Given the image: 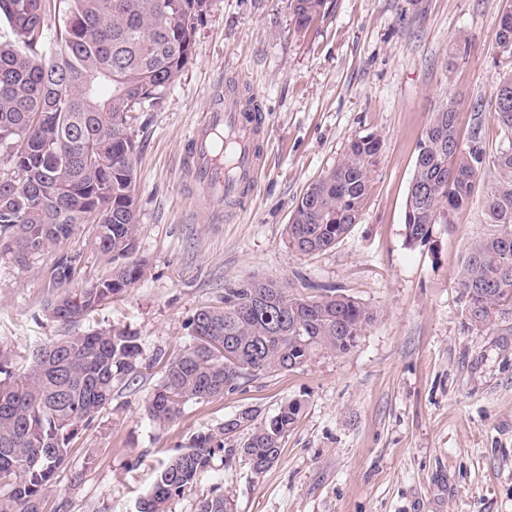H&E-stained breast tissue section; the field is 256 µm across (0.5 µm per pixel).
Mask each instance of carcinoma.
Returning a JSON list of instances; mask_svg holds the SVG:
<instances>
[{
  "label": "carcinoma",
  "mask_w": 512,
  "mask_h": 512,
  "mask_svg": "<svg viewBox=\"0 0 512 512\" xmlns=\"http://www.w3.org/2000/svg\"><path fill=\"white\" fill-rule=\"evenodd\" d=\"M211 3L0 0V256L25 266L33 256L54 254L46 307L57 321L80 320L145 273V263L126 262L138 231L130 120L161 106ZM322 4L291 0L295 23L309 24ZM52 18L59 32L49 46L43 32ZM495 41L512 54V6L499 18ZM494 120L507 145L492 158L500 179L485 195L489 229L468 249L457 281L476 326L512 314V73L498 85ZM380 150L374 134L355 138L308 185L287 225L289 248L319 253L349 234ZM485 162L480 127L464 143L448 99L417 143L405 205L408 245L469 204ZM85 230L89 246L113 267L90 287L74 289L80 255L63 244ZM373 319L346 295L294 297L273 279L227 287L221 305L190 319L193 343L166 359L147 415L161 427L186 403L234 392L256 371H293L322 353H345ZM142 368L139 337L116 324L45 343L16 378L11 357L0 351V512H47L74 439L111 400L114 386L134 382ZM300 411L292 401L263 419L246 408L216 429L195 432L160 470L137 512H168L215 452L244 430L248 437L228 455L238 452L253 471H266ZM230 509V500L213 492L197 512Z\"/></svg>",
  "instance_id": "obj_1"
}]
</instances>
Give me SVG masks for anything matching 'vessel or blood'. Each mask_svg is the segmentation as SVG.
I'll return each instance as SVG.
<instances>
[{
	"label": "vessel or blood",
	"mask_w": 512,
	"mask_h": 512,
	"mask_svg": "<svg viewBox=\"0 0 512 512\" xmlns=\"http://www.w3.org/2000/svg\"><path fill=\"white\" fill-rule=\"evenodd\" d=\"M263 122L254 100L227 93L214 98L190 132L185 166L216 216L241 206L256 180L263 153Z\"/></svg>",
	"instance_id": "vessel-or-blood-1"
}]
</instances>
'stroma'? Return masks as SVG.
<instances>
[{
	"instance_id": "obj_1",
	"label": "stroma",
	"mask_w": 512,
	"mask_h": 512,
	"mask_svg": "<svg viewBox=\"0 0 512 512\" xmlns=\"http://www.w3.org/2000/svg\"><path fill=\"white\" fill-rule=\"evenodd\" d=\"M506 0H325L297 27L290 0H212L193 55L160 108L136 113L137 247L144 277L81 322L45 310L52 255L23 267L0 257V349L39 345L122 324L140 338L143 370L70 450L50 500L54 512H136L164 463L193 433L252 407L301 415L278 461L255 473L216 452L170 512H196L219 490L233 512H512V317L473 326L456 285L469 246L487 231L490 163L469 205L426 242L407 246L405 203L416 145L453 98L461 133L480 127L487 155L502 145L496 88L512 71L495 32ZM256 95L263 160L247 202L216 221L183 164L186 139L227 85ZM376 134L381 150L351 232L303 255L286 244L308 184L348 143ZM289 295L350 296L374 314L355 347L291 371L254 374L234 392L191 401L165 429L146 403L162 377L153 360L192 342L190 318L246 278Z\"/></svg>"
}]
</instances>
